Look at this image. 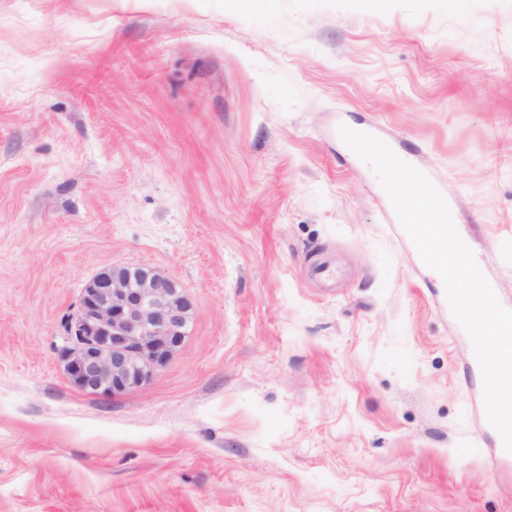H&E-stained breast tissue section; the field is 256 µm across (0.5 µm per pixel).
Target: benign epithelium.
I'll return each instance as SVG.
<instances>
[{"mask_svg":"<svg viewBox=\"0 0 512 512\" xmlns=\"http://www.w3.org/2000/svg\"><path fill=\"white\" fill-rule=\"evenodd\" d=\"M194 315L179 281L145 265L109 266L87 282L62 323L65 374L92 395L146 386L182 348Z\"/></svg>","mask_w":512,"mask_h":512,"instance_id":"benign-epithelium-1","label":"benign epithelium"}]
</instances>
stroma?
I'll return each mask as SVG.
<instances>
[{
	"instance_id": "stroma-1",
	"label": "stroma",
	"mask_w": 512,
	"mask_h": 512,
	"mask_svg": "<svg viewBox=\"0 0 512 512\" xmlns=\"http://www.w3.org/2000/svg\"><path fill=\"white\" fill-rule=\"evenodd\" d=\"M343 124L512 304V0H0V512H512L470 339ZM114 264L195 318L100 397L62 321Z\"/></svg>"
}]
</instances>
